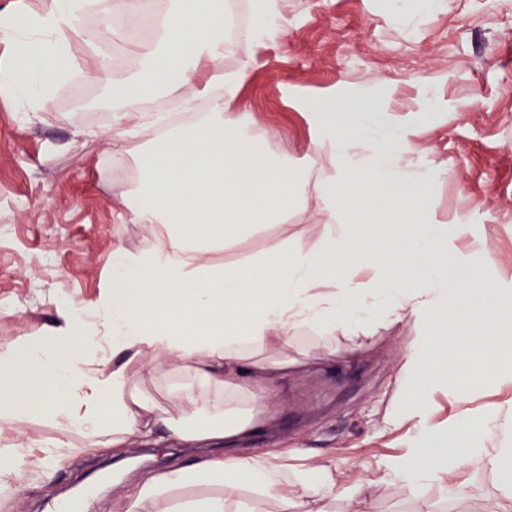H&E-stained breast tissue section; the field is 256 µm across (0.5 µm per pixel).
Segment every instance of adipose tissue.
Here are the masks:
<instances>
[{
  "instance_id": "1",
  "label": "adipose tissue",
  "mask_w": 512,
  "mask_h": 512,
  "mask_svg": "<svg viewBox=\"0 0 512 512\" xmlns=\"http://www.w3.org/2000/svg\"><path fill=\"white\" fill-rule=\"evenodd\" d=\"M250 8L254 24L232 39L225 0H170L139 49L140 66L123 79L114 78L99 39L85 34L84 0L0 13V42L10 48L0 80L14 111L32 117L47 109L79 39L94 58L91 78L112 103L109 143L138 127L158 130L137 156L139 191L126 204L153 243L135 252L115 246L109 287L95 300L62 305L47 335L0 343V505L11 501L20 472L49 477L71 454L20 435L18 423L41 418L116 457L169 436L198 455L188 466L133 472L120 496L84 500L80 512H248L245 489L299 506L337 498L348 512H366L365 486L343 481L334 464L291 472L282 456L243 446L272 422L277 382L307 368L295 356L303 331L332 354L337 341L354 352L378 330L408 327L400 388L386 411L388 424L405 428L407 448L385 462L379 480L438 484L464 501L471 486L449 481V471L480 470L500 489L484 512H512V452L503 446L512 439V405L478 426L457 418L447 436L424 406L441 380L463 403L471 394L466 374L512 383V290L488 288L450 246L463 224L433 221L425 205L432 176L405 165L417 146L404 126L370 109L347 111L336 98L305 102L309 151L333 161L318 184L328 233L315 245L281 239L243 270L215 263L224 244L256 225H279L307 186L304 170L269 154L241 113L254 53L282 17L279 0H250ZM231 52L239 68L217 69ZM160 93L181 97L188 110L211 98L212 116L169 127L144 111ZM172 371L183 379L173 393L178 415L133 394V377Z\"/></svg>"
}]
</instances>
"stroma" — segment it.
<instances>
[{"instance_id": "obj_1", "label": "stroma", "mask_w": 512, "mask_h": 512, "mask_svg": "<svg viewBox=\"0 0 512 512\" xmlns=\"http://www.w3.org/2000/svg\"><path fill=\"white\" fill-rule=\"evenodd\" d=\"M281 10L285 24L257 51L241 97L269 150L308 170V192L289 210L286 233L314 243L326 232L317 184L332 163L308 162L313 130L303 101L361 98L409 128L417 150L407 165L435 174L425 197L435 222L464 218L457 248L489 283L512 288V0H440L423 13L410 5L399 19L387 0H281ZM71 56L73 77L33 121L16 123L0 87V343L47 332L57 299H96L110 282L113 246L136 251L153 241L123 205L138 190L136 157L147 137L134 133L107 148L112 110L89 77L93 58L80 41ZM282 233L258 227L214 260L246 265ZM48 251L56 256L51 268L42 265ZM299 348L313 353L309 368L283 380L275 431L256 432L247 451L301 448L332 461L348 482L370 479L406 443L404 429L384 420L399 387L401 338L384 336L333 360L320 358L311 338ZM20 430L73 454L51 480L21 475L10 512H42L59 492L117 467L112 455L84 452V438L61 425L33 419ZM448 479L469 481L473 497L453 501L436 485L378 482L370 512H421L428 502L438 512H481L497 491L482 471Z\"/></svg>"}]
</instances>
